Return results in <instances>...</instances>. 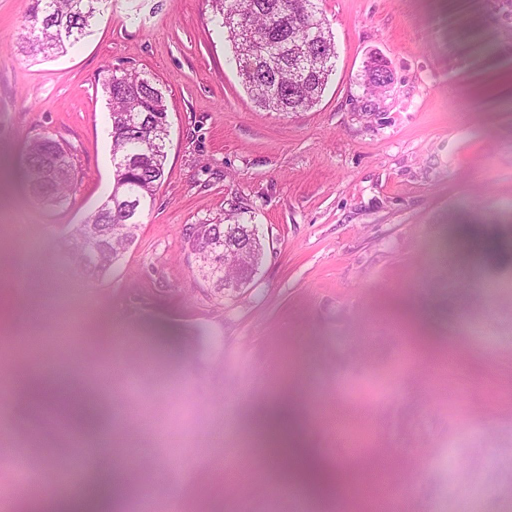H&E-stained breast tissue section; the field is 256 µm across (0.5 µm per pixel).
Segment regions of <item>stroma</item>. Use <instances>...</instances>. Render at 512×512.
<instances>
[{
	"instance_id": "1",
	"label": "stroma",
	"mask_w": 512,
	"mask_h": 512,
	"mask_svg": "<svg viewBox=\"0 0 512 512\" xmlns=\"http://www.w3.org/2000/svg\"><path fill=\"white\" fill-rule=\"evenodd\" d=\"M30 5L0 0V286L12 333L76 336L79 377L99 361L155 366L124 512L145 494L156 512L175 499L181 512H303L248 432L284 384L325 460L373 448L396 460L394 500L352 494L338 512H512V0H321L336 69L317 105L288 115L242 85L206 0H103L50 59L19 49ZM374 60L392 73L378 90L365 83ZM110 69L162 88L166 179L133 243L90 278L65 240L112 189ZM37 136L71 156L65 201L13 172ZM232 209L258 225L265 255L223 297L185 233ZM30 301L39 322L23 317ZM14 367L0 359V438L40 428L26 456L54 493L71 449L8 391ZM339 414L341 448L327 427ZM227 447L244 463L231 497L209 469L181 467Z\"/></svg>"
}]
</instances>
